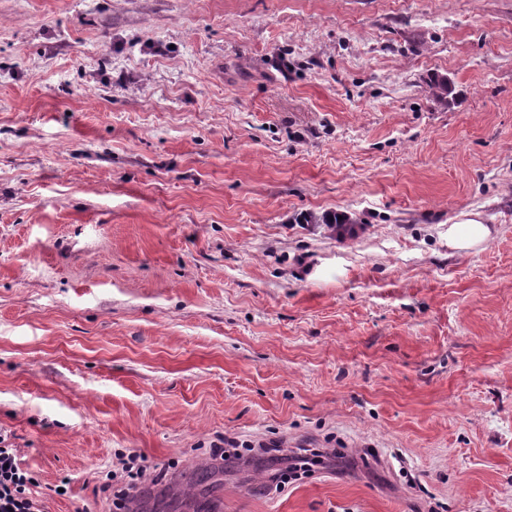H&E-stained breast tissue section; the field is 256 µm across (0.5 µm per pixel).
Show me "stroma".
I'll return each mask as SVG.
<instances>
[{
    "mask_svg": "<svg viewBox=\"0 0 512 512\" xmlns=\"http://www.w3.org/2000/svg\"><path fill=\"white\" fill-rule=\"evenodd\" d=\"M0 432L45 512L226 436L346 461L203 512H512V0H0ZM490 235L491 230L487 225L473 220L452 224L448 227V247L455 250L470 249L486 241Z\"/></svg>",
    "mask_w": 512,
    "mask_h": 512,
    "instance_id": "35a3bbf8",
    "label": "stroma"
}]
</instances>
